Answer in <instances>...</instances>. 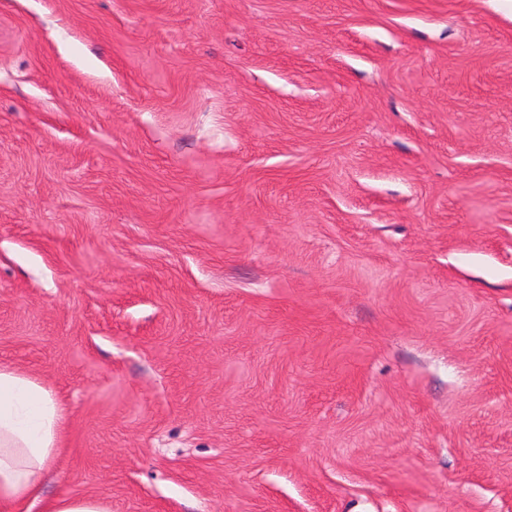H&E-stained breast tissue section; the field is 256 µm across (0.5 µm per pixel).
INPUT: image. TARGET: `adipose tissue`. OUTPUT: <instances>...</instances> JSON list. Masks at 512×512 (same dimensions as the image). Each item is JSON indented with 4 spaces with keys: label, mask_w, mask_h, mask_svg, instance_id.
I'll return each mask as SVG.
<instances>
[{
    "label": "adipose tissue",
    "mask_w": 512,
    "mask_h": 512,
    "mask_svg": "<svg viewBox=\"0 0 512 512\" xmlns=\"http://www.w3.org/2000/svg\"><path fill=\"white\" fill-rule=\"evenodd\" d=\"M65 428L63 405L30 375L0 366V512H110L95 498L45 499Z\"/></svg>",
    "instance_id": "adipose-tissue-1"
}]
</instances>
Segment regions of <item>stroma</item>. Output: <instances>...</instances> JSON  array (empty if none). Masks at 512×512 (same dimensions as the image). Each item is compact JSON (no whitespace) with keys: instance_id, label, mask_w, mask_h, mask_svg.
<instances>
[{"instance_id":"35a3bbf8","label":"stroma","mask_w":512,"mask_h":512,"mask_svg":"<svg viewBox=\"0 0 512 512\" xmlns=\"http://www.w3.org/2000/svg\"><path fill=\"white\" fill-rule=\"evenodd\" d=\"M111 512H512V0H0V365Z\"/></svg>"}]
</instances>
